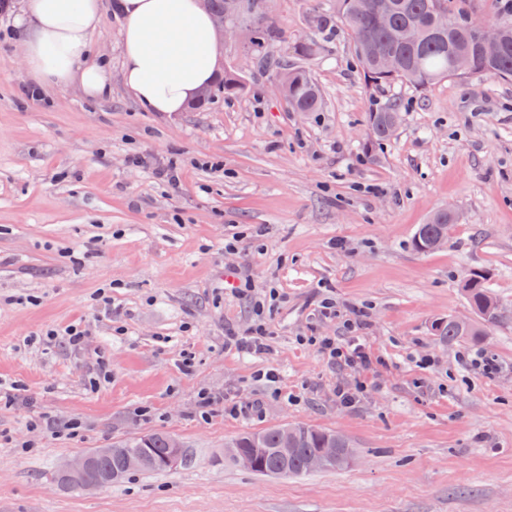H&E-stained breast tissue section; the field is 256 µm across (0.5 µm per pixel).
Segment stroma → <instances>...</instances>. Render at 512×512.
<instances>
[{"instance_id": "1", "label": "stroma", "mask_w": 512, "mask_h": 512, "mask_svg": "<svg viewBox=\"0 0 512 512\" xmlns=\"http://www.w3.org/2000/svg\"><path fill=\"white\" fill-rule=\"evenodd\" d=\"M268 7L279 42L224 45L245 90L173 115L141 110L127 88L113 9L91 35L110 61L102 100L75 85L28 98L18 33L0 14V389L18 396L0 400V512H512V319L477 345L432 331L467 314L459 283L472 268L512 308V82L372 89L339 25L306 63L322 111L292 112L264 62L313 36L311 16L335 0ZM390 104L399 127L368 150L367 116ZM136 153L181 163L179 188L131 164ZM448 207L447 248L416 253L418 225ZM240 274L256 296L285 295L261 355L224 348L225 328L253 323L231 290ZM100 288L110 306L94 301ZM325 296L335 319L317 314ZM348 320L361 321L374 371L337 369L301 342L344 335ZM70 325L86 331L82 349ZM102 367L109 378L90 389ZM268 368L278 385L257 379ZM360 381L354 406L337 403L338 385ZM204 392L219 398L205 420ZM224 395L260 410L227 415ZM283 423L336 430L358 458L297 478L225 459L239 432ZM155 430L183 446L176 469L93 491L58 483L63 461Z\"/></svg>"}]
</instances>
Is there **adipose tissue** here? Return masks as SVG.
I'll return each mask as SVG.
<instances>
[{
  "mask_svg": "<svg viewBox=\"0 0 512 512\" xmlns=\"http://www.w3.org/2000/svg\"><path fill=\"white\" fill-rule=\"evenodd\" d=\"M124 82L147 112L185 111L219 66V36L200 0H118ZM101 0H23L15 17L30 78L37 86L78 85L104 96V64L93 61L90 36Z\"/></svg>",
  "mask_w": 512,
  "mask_h": 512,
  "instance_id": "adipose-tissue-1",
  "label": "adipose tissue"
}]
</instances>
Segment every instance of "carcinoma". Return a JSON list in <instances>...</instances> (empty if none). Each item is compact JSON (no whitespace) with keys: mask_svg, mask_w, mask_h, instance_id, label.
Here are the masks:
<instances>
[{"mask_svg":"<svg viewBox=\"0 0 512 512\" xmlns=\"http://www.w3.org/2000/svg\"><path fill=\"white\" fill-rule=\"evenodd\" d=\"M454 0H336V17L350 32L355 44L358 66L365 82L371 86L406 82L423 89L435 81L451 76L453 54L467 52L471 78L494 77L512 80V15L495 18L504 27L503 43L494 56L487 55L480 42L481 23L455 15ZM255 32L262 39L279 40L281 28L267 11V0H246ZM321 50L320 42L306 38L293 44V53L309 59ZM390 53L397 58L393 71L385 69L379 54ZM284 89V98L293 112H319L323 96L309 71L283 68L276 73ZM218 88L226 95L243 89L242 75L232 67L224 68ZM400 121L397 106H387L368 113L369 147L373 148L390 138V127ZM456 219L442 209L425 224L418 226L412 247L419 253L439 250V243L448 233V225ZM461 292L471 308L481 315V321L461 325L453 317L436 322L434 335L450 343H481L486 330L501 323L496 316L500 303L488 291L487 272L473 268L460 281ZM171 436L154 431L141 437L116 442L112 454L89 453L91 464L85 481L95 483L109 472L124 480L130 471L125 469L126 456L147 450V458L139 474L168 472L165 458L171 452ZM353 442L345 435L314 425H305L285 436L277 425L259 431H245L226 444L230 458L242 451L255 453V465L250 472L268 475L283 471L288 476L312 473L306 461L323 448H342Z\"/></svg>","mask_w":512,"mask_h":512,"instance_id":"cac0c4a2","label":"carcinoma"}]
</instances>
